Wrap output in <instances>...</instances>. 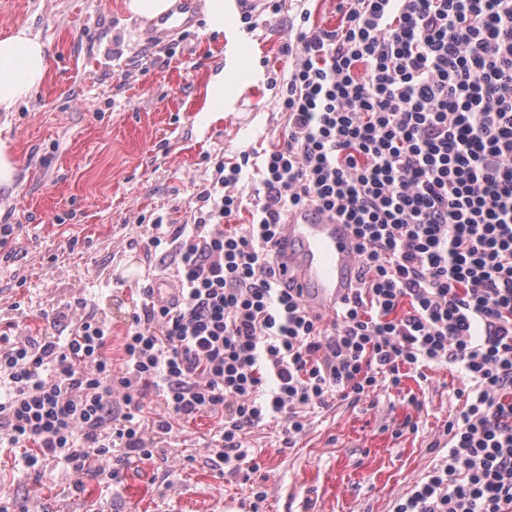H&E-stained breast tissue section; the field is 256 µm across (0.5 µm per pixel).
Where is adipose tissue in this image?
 <instances>
[{"label":"adipose tissue","mask_w":512,"mask_h":512,"mask_svg":"<svg viewBox=\"0 0 512 512\" xmlns=\"http://www.w3.org/2000/svg\"><path fill=\"white\" fill-rule=\"evenodd\" d=\"M46 44L29 28L0 37V112L14 111L44 82Z\"/></svg>","instance_id":"adipose-tissue-1"}]
</instances>
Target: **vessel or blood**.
Instances as JSON below:
<instances>
[{"label": "vessel or blood", "mask_w": 512, "mask_h": 512, "mask_svg": "<svg viewBox=\"0 0 512 512\" xmlns=\"http://www.w3.org/2000/svg\"><path fill=\"white\" fill-rule=\"evenodd\" d=\"M195 0H174L171 9L151 24L160 39L187 27ZM276 258L287 271L310 311L331 320L357 283L358 265L350 225L309 207L288 214L276 247Z\"/></svg>", "instance_id": "b4317fda"}]
</instances>
